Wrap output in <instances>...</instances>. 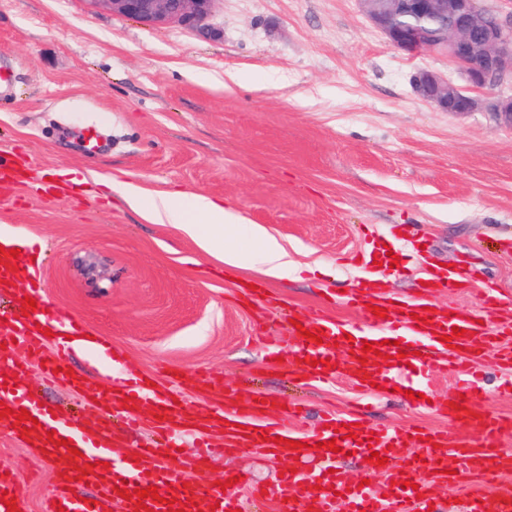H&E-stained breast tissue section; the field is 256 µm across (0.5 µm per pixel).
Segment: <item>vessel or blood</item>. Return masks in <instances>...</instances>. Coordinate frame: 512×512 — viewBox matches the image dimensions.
<instances>
[{
	"mask_svg": "<svg viewBox=\"0 0 512 512\" xmlns=\"http://www.w3.org/2000/svg\"><path fill=\"white\" fill-rule=\"evenodd\" d=\"M459 269L431 278L419 287L412 301L386 303V315L374 316L380 283L375 279L359 281L344 295L345 303L361 308L362 321L343 323L321 310H289L288 316L311 333L302 339V347L293 353L288 369L297 377L326 383L340 375L351 376L367 394L375 391L404 395L413 391V406L430 410L450 420H457L460 410H467V429L429 430L399 426L371 428L363 424L358 412L327 414L320 428L310 433L288 426L298 417L297 405L287 407L262 404L251 393L225 389L223 381L212 380L210 402L201 407L174 403L170 392L151 386V379L135 361H127L123 371L110 384L96 389L94 397L104 411L122 408L125 398H132L127 411L129 426H137L144 408H151L159 420L147 445L137 448L123 470L102 479V465L112 462L113 449L123 447V440L106 427L88 432L85 424L60 408L41 403L18 382L21 367L12 362L0 367V401L13 410H28L30 420L21 422L22 444L43 465L68 456L77 448V465L63 469L41 512H139L140 489L155 486L159 499H147L152 512H238L242 497L262 500L277 512H441L434 494L437 486H468L467 512H512V491H497L498 480L512 474V453L501 452L505 437L512 435V419L489 411L476 398L478 377L475 360L484 350L495 349L499 361L512 367V319L499 314V291L493 287L481 292L482 312L433 308L432 297L443 290H455L467 283ZM10 293L17 301L14 311L0 313V343L21 338L23 346L35 359L43 361L42 372L48 381L62 387L81 389L87 382L80 376H67L66 368L73 353L71 337L81 325L66 308H54L46 318L26 313L24 303L29 291L19 285L13 270L0 264V293ZM462 336H454V328ZM382 344L383 356L363 354L364 343ZM436 350L437 356L428 374L443 373L462 386L461 409H454L447 399L424 401L423 384L413 376L409 352ZM195 434L198 447L207 453L234 455L261 448L272 457L297 459L301 470L284 473L274 487L241 480L239 486L223 490L206 489L188 481L184 466L178 461L176 432ZM297 441L299 449H288V441ZM335 441L336 451L324 450L323 444ZM378 452L387 463L379 467L381 485H366L362 477L338 466L339 455ZM455 459L447 467V459ZM95 488L93 501H81L79 485ZM494 488L495 503L485 508V488ZM128 489L130 497L119 494ZM14 497L15 512H31L26 487L9 465L0 464V492Z\"/></svg>",
	"mask_w": 512,
	"mask_h": 512,
	"instance_id": "vessel-or-blood-1",
	"label": "vessel or blood"
}]
</instances>
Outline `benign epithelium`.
<instances>
[{
	"mask_svg": "<svg viewBox=\"0 0 512 512\" xmlns=\"http://www.w3.org/2000/svg\"><path fill=\"white\" fill-rule=\"evenodd\" d=\"M112 13L156 25L177 24L210 39L223 36L215 19L218 0H84ZM367 15L390 43L407 55L437 50L459 74L456 82L432 70L413 77L415 92L439 110L466 114L486 109L512 126V10L481 0H363ZM485 92L481 100L473 91Z\"/></svg>",
	"mask_w": 512,
	"mask_h": 512,
	"instance_id": "1",
	"label": "benign epithelium"
}]
</instances>
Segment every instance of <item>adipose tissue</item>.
Here are the masks:
<instances>
[{
  "label": "adipose tissue",
  "instance_id": "ef3b65f1",
  "mask_svg": "<svg viewBox=\"0 0 512 512\" xmlns=\"http://www.w3.org/2000/svg\"><path fill=\"white\" fill-rule=\"evenodd\" d=\"M121 194L130 208L144 212L154 223L181 225L203 250L216 255L227 266H257L273 278L287 277L293 269L287 250L259 226H249L258 242L256 248L233 247L242 226H247L246 219L209 197L183 192L147 195L127 183L122 184Z\"/></svg>",
  "mask_w": 512,
  "mask_h": 512
}]
</instances>
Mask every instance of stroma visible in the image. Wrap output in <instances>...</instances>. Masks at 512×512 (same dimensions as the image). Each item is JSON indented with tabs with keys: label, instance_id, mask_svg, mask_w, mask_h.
I'll use <instances>...</instances> for the list:
<instances>
[{
	"label": "stroma",
	"instance_id": "obj_1",
	"mask_svg": "<svg viewBox=\"0 0 512 512\" xmlns=\"http://www.w3.org/2000/svg\"><path fill=\"white\" fill-rule=\"evenodd\" d=\"M217 20L223 37L205 39L84 0H0V65L15 72L0 93V155L25 171L0 189V226L26 240L21 255L43 247L44 304L68 307L108 347L73 353L69 371L95 388L126 359L149 372L169 365L183 373L190 405L205 402L194 385L209 375L246 378L255 394L301 401L305 432L324 411L357 403L373 426L464 430L395 395L363 394L347 376L321 386L289 377L266 353L299 347L278 304L360 321L339 301L366 273L351 257L367 234L385 242L398 224L412 225L424 249L386 271L382 298L409 297L424 271L455 264L472 284L437 293L436 305L480 310V290L492 285L512 315V127L420 98L418 70L452 79L456 70L445 55L395 48L362 0H219ZM88 125L102 144L94 156L79 139ZM110 176L151 194L220 201L262 226L297 272L276 279L227 267L178 225L129 209L103 186ZM49 179L59 190L47 197ZM243 282L261 283L265 296L245 298ZM14 356L22 383L46 402L101 423L88 392L49 383L22 348ZM478 368L480 400L512 417V395L500 391L512 369L492 352ZM181 448L202 487L229 470L267 485L287 466L260 450L201 463L189 435ZM1 462L39 508L57 468L37 467L0 419Z\"/></svg>",
	"mask_w": 512,
	"mask_h": 512
}]
</instances>
